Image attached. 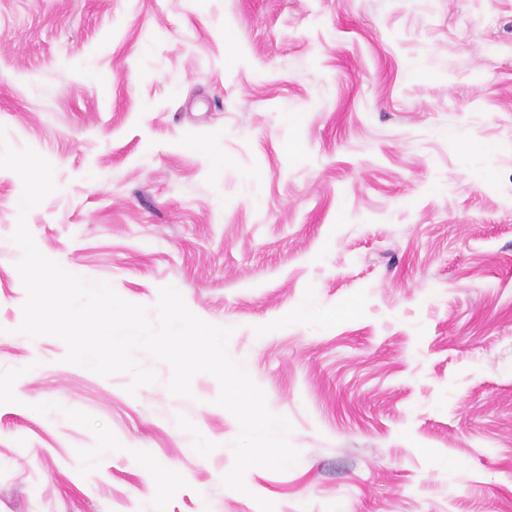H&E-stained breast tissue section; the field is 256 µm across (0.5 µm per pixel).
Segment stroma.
<instances>
[{
  "label": "stroma",
  "mask_w": 512,
  "mask_h": 512,
  "mask_svg": "<svg viewBox=\"0 0 512 512\" xmlns=\"http://www.w3.org/2000/svg\"><path fill=\"white\" fill-rule=\"evenodd\" d=\"M0 126L38 249L231 329L301 452L241 495L212 375L30 346L0 169V512H512V0H0Z\"/></svg>",
  "instance_id": "35a3bbf8"
}]
</instances>
